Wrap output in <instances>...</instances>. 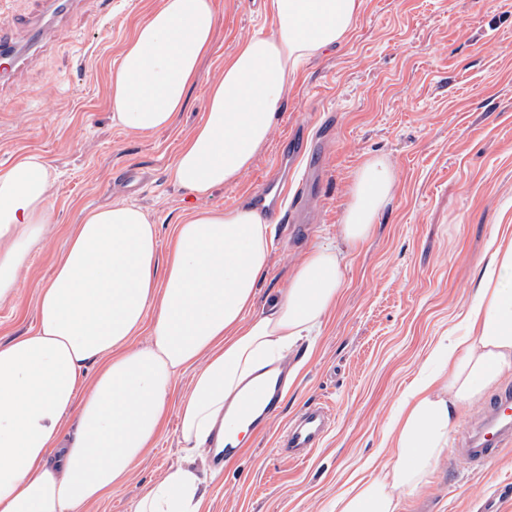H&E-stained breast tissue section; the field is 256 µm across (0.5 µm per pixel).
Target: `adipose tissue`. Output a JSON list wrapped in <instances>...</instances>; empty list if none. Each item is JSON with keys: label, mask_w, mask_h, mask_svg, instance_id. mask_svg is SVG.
<instances>
[{"label": "adipose tissue", "mask_w": 512, "mask_h": 512, "mask_svg": "<svg viewBox=\"0 0 512 512\" xmlns=\"http://www.w3.org/2000/svg\"><path fill=\"white\" fill-rule=\"evenodd\" d=\"M276 28L237 43L208 87L201 118L171 166L198 199L234 184L270 139L301 65L343 42L362 0H268ZM218 20L216 0H162L126 41L111 73L113 122L154 132L171 126L197 83ZM51 175L37 153L0 169V298L16 291L31 249L54 221ZM396 175L380 157L354 173L341 237L365 241ZM271 229L249 203L192 209L175 225L165 263L158 231L139 207L88 211L41 286L38 327L0 344V512H80L121 485L176 413L185 462L132 512H200L206 489L193 467L225 439L244 441L232 405L302 338L317 336L343 282L335 247H316L280 298L255 311ZM469 306L472 333L450 336L399 400L388 435L394 459L336 498V512H400L426 483L460 404L482 398L512 370V244L497 247ZM149 332L150 342L132 346ZM193 369L171 408L176 378Z\"/></svg>", "instance_id": "1"}]
</instances>
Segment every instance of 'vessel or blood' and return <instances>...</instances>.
I'll return each instance as SVG.
<instances>
[{"label": "vessel or blood", "instance_id": "1", "mask_svg": "<svg viewBox=\"0 0 512 512\" xmlns=\"http://www.w3.org/2000/svg\"><path fill=\"white\" fill-rule=\"evenodd\" d=\"M35 17L19 21L12 16L0 18V85L13 81L18 72L38 52L52 44L57 22L78 0H39ZM26 31L24 40H17L15 29ZM286 372L272 374L264 391L243 394L234 405V418L252 423L261 431L277 414ZM331 426V415L322 403L313 402L291 420L283 432L280 451L288 458L301 461L320 446ZM512 441V389L504 388L476 409L465 428L460 451L474 468H481L495 458Z\"/></svg>", "mask_w": 512, "mask_h": 512}]
</instances>
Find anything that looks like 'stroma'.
<instances>
[{
    "label": "stroma",
    "instance_id": "obj_1",
    "mask_svg": "<svg viewBox=\"0 0 512 512\" xmlns=\"http://www.w3.org/2000/svg\"><path fill=\"white\" fill-rule=\"evenodd\" d=\"M216 2L211 50L168 129L113 124L109 98L124 43L161 0H112L108 14L84 0L59 22L51 47L0 90V169L42 154L55 213L15 295L0 301V344L36 330L39 288L88 210L139 206L158 228L162 260L172 226L192 207H234L276 177L302 185L297 208L313 229L294 236L275 225L254 305L262 310L312 249L337 242L353 171L386 158L396 192L368 239L345 250L339 299L316 341L289 352L277 422L222 472L200 469L201 512H336L344 487L391 461L387 427L403 391L440 337L466 329L494 244L512 241V0H364L347 40L302 65L252 166L197 201L169 177L179 145L205 112L225 57L274 25L265 0ZM316 399L334 413L330 431L304 461L282 458L281 431ZM183 461L172 415L127 480L82 512H131ZM485 496L512 512V446L480 470L445 449L403 512H482Z\"/></svg>",
    "mask_w": 512,
    "mask_h": 512
}]
</instances>
